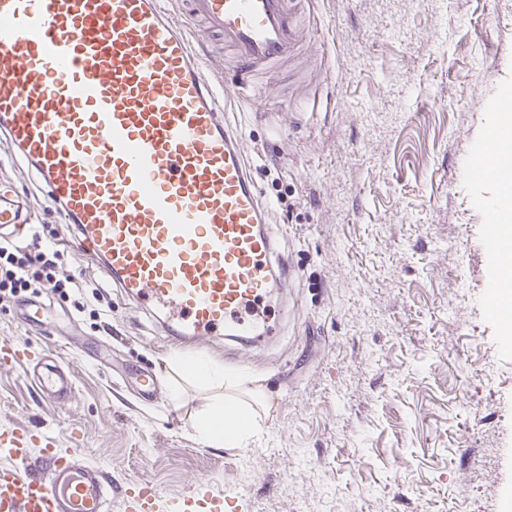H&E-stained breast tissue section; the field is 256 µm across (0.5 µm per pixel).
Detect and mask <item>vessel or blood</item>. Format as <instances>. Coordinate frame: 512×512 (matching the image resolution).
I'll use <instances>...</instances> for the list:
<instances>
[{
	"mask_svg": "<svg viewBox=\"0 0 512 512\" xmlns=\"http://www.w3.org/2000/svg\"><path fill=\"white\" fill-rule=\"evenodd\" d=\"M301 0H0V133L49 188L76 248L100 259L113 283L156 311L182 313L180 339L224 335L250 350L280 332L262 307L292 276L269 211L219 93L192 49L216 31L232 51L240 90L310 45ZM512 162V137H489L469 158L472 180ZM486 251L502 252L512 200L484 204ZM28 213L0 188V230L23 234ZM512 276L487 282L499 312ZM44 397L72 392L53 366ZM30 433H1L11 465L0 467V512H105L100 471L44 447ZM132 512H224L198 485L167 498L147 481L125 491Z\"/></svg>",
	"mask_w": 512,
	"mask_h": 512,
	"instance_id": "obj_1",
	"label": "vessel or blood"
}]
</instances>
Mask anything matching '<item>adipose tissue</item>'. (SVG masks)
I'll return each mask as SVG.
<instances>
[{"instance_id": "adipose-tissue-1", "label": "adipose tissue", "mask_w": 512, "mask_h": 512, "mask_svg": "<svg viewBox=\"0 0 512 512\" xmlns=\"http://www.w3.org/2000/svg\"><path fill=\"white\" fill-rule=\"evenodd\" d=\"M168 364L197 387L214 393L209 411L196 425L202 440L217 447H237L258 433L253 413L230 393L240 385L241 376L225 372L223 365L204 356L174 355Z\"/></svg>"}]
</instances>
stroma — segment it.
<instances>
[{
    "instance_id": "obj_1",
    "label": "stroma",
    "mask_w": 512,
    "mask_h": 512,
    "mask_svg": "<svg viewBox=\"0 0 512 512\" xmlns=\"http://www.w3.org/2000/svg\"><path fill=\"white\" fill-rule=\"evenodd\" d=\"M305 9V60L270 75L260 97L233 88L223 40L207 38L204 58L296 269L279 336L246 361L221 336L200 349L265 389L259 433L240 448L203 443L213 393L167 364L185 347L73 249L65 262L86 286L52 299L39 325L26 319L31 294L0 300V345L28 352L0 365V432L51 437L103 471L109 512H125L139 477L168 498L204 484L238 512H506L512 339L483 300L495 256L478 211L502 191L463 162L512 98V0ZM0 183L26 199L43 241L70 239L4 143ZM43 357L72 373L69 399L39 392Z\"/></svg>"
}]
</instances>
